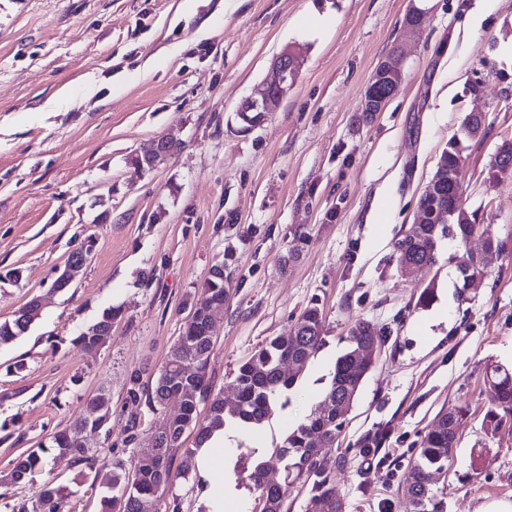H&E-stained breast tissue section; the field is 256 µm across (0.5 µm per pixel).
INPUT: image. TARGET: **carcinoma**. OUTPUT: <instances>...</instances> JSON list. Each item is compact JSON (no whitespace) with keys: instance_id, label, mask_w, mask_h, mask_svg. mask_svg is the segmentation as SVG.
Instances as JSON below:
<instances>
[{"instance_id":"1","label":"carcinoma","mask_w":512,"mask_h":512,"mask_svg":"<svg viewBox=\"0 0 512 512\" xmlns=\"http://www.w3.org/2000/svg\"><path fill=\"white\" fill-rule=\"evenodd\" d=\"M485 128L484 115L463 119L458 134L448 141L440 165L448 171L443 180L430 181L419 198L418 207L426 212L421 224H413L395 244L399 264L414 263L432 267L438 261L441 244L445 240L457 243L451 259L455 261L460 292H466L465 274L472 271L484 275L486 267L480 251L468 247L471 237L480 230L475 212L457 201V179L466 162V142L480 136ZM226 299L224 281L210 277L201 295L189 302L193 308L205 306L203 300ZM40 316L37 307L28 305L17 310L12 318L0 321V344L8 343L25 334ZM122 316L119 308H109L101 318L76 338L85 350H100L112 336V326ZM388 336L374 324L357 322L347 336V347L336 359L332 379L323 397L311 409L305 420L275 450L282 461L284 483L271 484L266 478V462L251 460L248 477L260 492L261 512H283L286 491L296 484L311 485L306 512H344L343 501L336 496V488L326 467V455L333 448L345 417L353 407L359 388ZM324 343L323 313L313 304L304 309L291 336H276L255 350L239 367L232 381L236 403L224 406L223 389H215L209 376L213 338L204 335L198 317L186 321L177 341L171 346L155 381L149 385L134 376L127 389L129 397L145 399L154 413L165 409L168 401L182 388L196 392L193 400L184 402L181 412L161 420L156 428L167 435L165 445L152 456H136L128 460L114 457L109 464H101L97 457L84 448L78 434L61 429L51 437L52 448L68 455L82 467V474L91 479V485L107 490L99 501L98 512H153L152 507L172 475L181 437L191 428L196 432V447L206 443L215 431L228 421L242 425L264 422L279 402L286 406L287 392L291 391ZM488 382L493 390V406L486 414L487 427L495 432L512 423V367L495 366L489 372ZM104 410L96 422L105 433L112 428L110 398L105 393L91 397ZM209 405L208 414L200 417L199 404ZM466 412L461 407L440 410L422 438L410 467L408 481L402 495L413 507V512H444L445 503L432 489L435 475L444 470ZM44 449L28 450L12 461L11 483L26 485L33 476L44 470ZM74 491L45 481L30 501L14 506L13 512H68V499Z\"/></svg>"}]
</instances>
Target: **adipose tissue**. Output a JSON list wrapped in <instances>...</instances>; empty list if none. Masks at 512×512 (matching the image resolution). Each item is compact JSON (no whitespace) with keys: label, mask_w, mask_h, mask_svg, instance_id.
Masks as SVG:
<instances>
[{"label":"adipose tissue","mask_w":512,"mask_h":512,"mask_svg":"<svg viewBox=\"0 0 512 512\" xmlns=\"http://www.w3.org/2000/svg\"><path fill=\"white\" fill-rule=\"evenodd\" d=\"M239 431L227 426L215 433L204 448L196 453V469L207 485L203 492L206 512H226L228 505L239 503L240 491L231 468L225 467V457L231 456Z\"/></svg>","instance_id":"adipose-tissue-1"}]
</instances>
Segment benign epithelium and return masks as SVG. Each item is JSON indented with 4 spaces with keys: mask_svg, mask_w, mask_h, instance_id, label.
<instances>
[{
    "mask_svg": "<svg viewBox=\"0 0 512 512\" xmlns=\"http://www.w3.org/2000/svg\"><path fill=\"white\" fill-rule=\"evenodd\" d=\"M304 62V56L300 55L299 48L285 46L271 63L272 77L263 80L246 98L242 99L236 108V117L242 128L251 129L262 124L269 113L275 111L276 106L288 93V89L294 83L299 70ZM383 76L389 79L387 82L388 93L386 99L391 98L403 79L404 57L400 49H395L393 54L383 60L381 65ZM176 143L169 136L160 137L154 144L150 153L145 155L146 164L154 168V162L166 155V147ZM94 247V242L87 241L83 246V259L71 260L66 263L64 271L53 282L52 288L68 287L75 274L88 262Z\"/></svg>",
    "mask_w": 512,
    "mask_h": 512,
    "instance_id": "benign-epithelium-1",
    "label": "benign epithelium"
}]
</instances>
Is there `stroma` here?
<instances>
[{"label":"stroma","mask_w":512,"mask_h":512,"mask_svg":"<svg viewBox=\"0 0 512 512\" xmlns=\"http://www.w3.org/2000/svg\"><path fill=\"white\" fill-rule=\"evenodd\" d=\"M476 2L422 0V26L407 39L410 0H0V320L43 301L27 333L0 345V512L47 479L75 489L70 512H97L102 490L71 457L50 452L27 486L10 483L11 462L48 444L102 390L112 432L81 430L85 448L103 461L146 451L177 403L150 411L128 397L130 378L158 375L185 301L219 264L228 297L209 374L226 404L252 352L289 335L309 304L324 317L325 343L289 406L237 442L231 464L246 512L261 509L247 454L271 458L309 414L362 320L388 340L327 453L345 512H407L413 451L455 405L466 419L434 485L446 512L512 503V430L485 428L486 371L512 365V172L492 167L512 141V0H487L470 31ZM292 43L307 48L295 82L276 112L241 131L238 104ZM398 46L404 80L382 111L365 115L371 76ZM475 107L485 131L466 150L463 201L502 248L461 295L447 256L408 275L394 244ZM164 135L180 151L152 170L135 165ZM90 236L91 260L51 292ZM13 269L20 281L7 279ZM431 285L432 307L418 305ZM109 307L122 308L121 323L98 352L85 351L77 336ZM433 308L442 317L422 331ZM377 431L384 442L365 448ZM197 486L172 476L159 512H204Z\"/></svg>","instance_id":"stroma-1"}]
</instances>
